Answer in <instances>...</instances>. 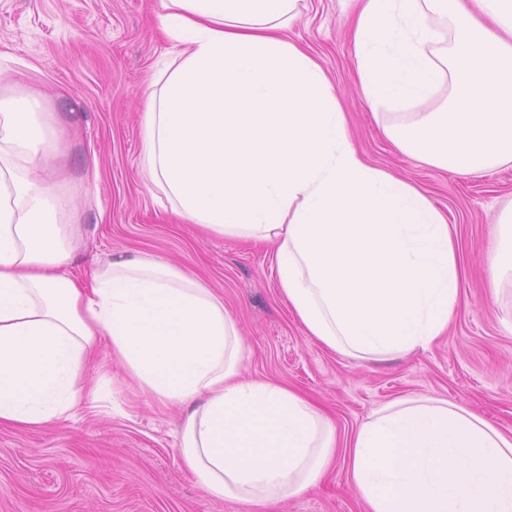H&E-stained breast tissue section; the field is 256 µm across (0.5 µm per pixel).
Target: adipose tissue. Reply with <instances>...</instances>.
I'll return each instance as SVG.
<instances>
[{"label":"adipose tissue","instance_id":"obj_1","mask_svg":"<svg viewBox=\"0 0 512 512\" xmlns=\"http://www.w3.org/2000/svg\"><path fill=\"white\" fill-rule=\"evenodd\" d=\"M299 0H164L176 51L146 102L144 159L183 223L272 253L306 336L344 356L428 350L466 268L447 216L368 162L335 86L286 29ZM358 86L388 141L421 165L479 176L512 166V0H355ZM458 92L428 106L445 83ZM57 139L36 102H0V427L69 420L99 397L101 338L146 392L192 405L183 467L215 499L267 512L315 489L336 429L299 391L242 374L239 327L205 282L159 257L83 281L37 175ZM512 286V204L483 259ZM348 471L366 512H512V435L445 398L403 396L362 423Z\"/></svg>","mask_w":512,"mask_h":512}]
</instances>
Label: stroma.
<instances>
[{"mask_svg": "<svg viewBox=\"0 0 512 512\" xmlns=\"http://www.w3.org/2000/svg\"><path fill=\"white\" fill-rule=\"evenodd\" d=\"M348 9L347 0H300L288 36L326 70L365 158L414 183L447 214L466 265L447 336L382 362L308 339L265 251L168 218L166 198L143 170L144 101L171 50L157 30L162 0H0V100L29 94L58 131L60 151L40 167L59 179L69 202L59 221L74 225L79 239L70 273L155 256L199 275L238 322L245 376L301 391L331 416L335 466L320 487L268 512H365L344 447L374 410L400 396L448 399L512 434V288L488 300L482 266L498 210L512 200V167L471 178L401 155L355 83ZM95 366V406L62 425L0 428V512H246L207 496L185 472L186 409L129 384L108 343Z\"/></svg>", "mask_w": 512, "mask_h": 512, "instance_id": "obj_1", "label": "stroma"}]
</instances>
